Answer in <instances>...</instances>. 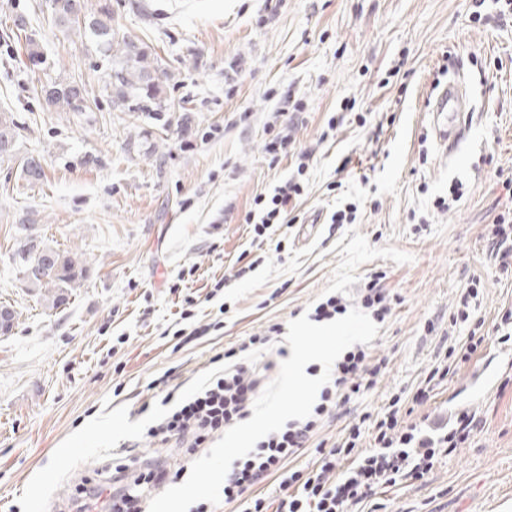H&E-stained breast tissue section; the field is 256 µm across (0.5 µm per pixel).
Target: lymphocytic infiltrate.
I'll return each instance as SVG.
<instances>
[{
    "label": "lymphocytic infiltrate",
    "mask_w": 512,
    "mask_h": 512,
    "mask_svg": "<svg viewBox=\"0 0 512 512\" xmlns=\"http://www.w3.org/2000/svg\"><path fill=\"white\" fill-rule=\"evenodd\" d=\"M304 191L295 179L276 186L269 195H259L245 214L256 236H264L274 225L284 224ZM272 334L248 337L239 346L225 350L224 372L182 402L165 395L166 411L146 434L174 442L192 455L207 447L226 429L245 420L264 383L261 368L249 363L248 354L268 348ZM380 373L366 345L356 344L335 362L330 381L321 387L309 417L287 421L278 432L257 442L250 455L234 460L224 480L225 504L240 506L242 512H355L385 489L422 480L439 457L450 454L476 428L471 413L451 411L427 425L407 424L398 409L375 419L371 434L374 446L357 452L364 434L362 422H351L333 444L312 445L311 440L324 418L372 388ZM315 447L319 458L315 469L289 467L291 458L305 448ZM175 472L162 462L129 458L108 467L106 474L84 480L71 498L73 512H85L108 493L107 512H146L145 494L154 487L175 481ZM275 481L274 493L262 484Z\"/></svg>",
    "instance_id": "obj_1"
}]
</instances>
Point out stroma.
Segmentation results:
<instances>
[{
  "label": "stroma",
  "instance_id": "35a3bbf8",
  "mask_svg": "<svg viewBox=\"0 0 512 512\" xmlns=\"http://www.w3.org/2000/svg\"><path fill=\"white\" fill-rule=\"evenodd\" d=\"M80 5L87 16L108 10L160 94L117 98L118 57L60 25L50 0H0V113L15 124L13 155L0 159V306L16 316L0 334V512H68L75 485L134 442L139 456L179 467L177 448L143 437L164 412L153 380L187 397L217 372L215 353L272 324L274 349L285 348L291 320L334 293L355 304L377 272L397 297L369 345L385 366L317 440L340 439L396 394L409 423L475 412L479 430L422 481L378 495L377 510L512 512V348L489 341L427 404L412 401L467 334L451 319L472 279L486 330L512 308V274L487 247L512 178V19L494 20L493 0H280L273 14L266 0ZM31 41L41 65L27 59ZM456 71L472 115L450 156L427 104ZM62 80L86 89L85 111L46 105L42 88ZM285 94L305 105L293 124L276 112ZM347 101L366 124L322 138ZM271 125L311 159L296 223L257 247L245 213L297 170L296 159L265 155ZM29 158L40 180L25 176ZM456 184L462 198L434 209ZM346 202L358 204L356 222L331 223ZM42 246L83 269L56 306L20 272L23 254ZM219 280L192 320L209 333L178 341L180 294L204 298Z\"/></svg>",
  "mask_w": 512,
  "mask_h": 512
}]
</instances>
